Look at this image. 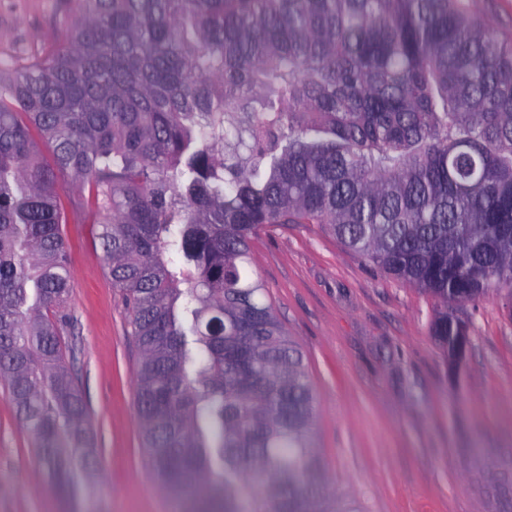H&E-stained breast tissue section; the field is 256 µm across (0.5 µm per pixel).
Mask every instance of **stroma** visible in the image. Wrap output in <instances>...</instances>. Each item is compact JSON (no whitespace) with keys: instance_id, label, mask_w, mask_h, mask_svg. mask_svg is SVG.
I'll list each match as a JSON object with an SVG mask.
<instances>
[{"instance_id":"obj_1","label":"stroma","mask_w":512,"mask_h":512,"mask_svg":"<svg viewBox=\"0 0 512 512\" xmlns=\"http://www.w3.org/2000/svg\"><path fill=\"white\" fill-rule=\"evenodd\" d=\"M512 42V0H466ZM59 0H0V59L57 35ZM70 295L59 314L70 373L96 439L95 483L62 500L0 382V512H172L143 456L140 349L102 259L97 225L70 223ZM253 276L302 352L316 397L314 444L329 492L363 512H512V303L492 293L452 312L470 345L452 363L436 303L317 224H275L253 242Z\"/></svg>"}]
</instances>
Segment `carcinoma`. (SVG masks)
Returning a JSON list of instances; mask_svg holds the SVG:
<instances>
[{
  "label": "carcinoma",
  "mask_w": 512,
  "mask_h": 512,
  "mask_svg": "<svg viewBox=\"0 0 512 512\" xmlns=\"http://www.w3.org/2000/svg\"><path fill=\"white\" fill-rule=\"evenodd\" d=\"M56 26L0 63V377L57 492L95 448L50 316L64 180L125 295L165 490L185 512H360L325 489L252 243L322 225L430 295L448 348V305L512 299V44L462 0H71Z\"/></svg>",
  "instance_id": "obj_1"
}]
</instances>
